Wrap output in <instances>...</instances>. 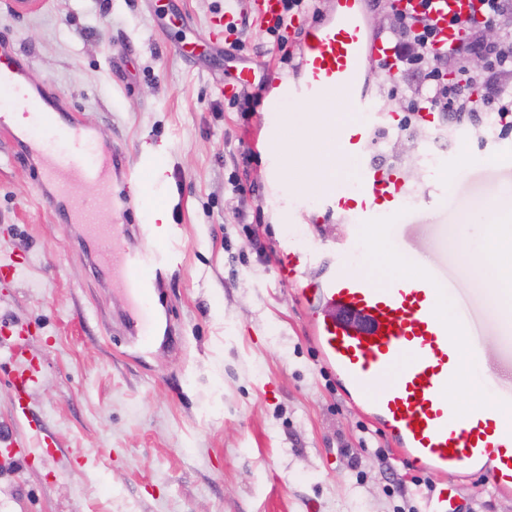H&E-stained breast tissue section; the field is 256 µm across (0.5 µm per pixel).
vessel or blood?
Instances as JSON below:
<instances>
[{"label":"vessel or blood","mask_w":512,"mask_h":512,"mask_svg":"<svg viewBox=\"0 0 512 512\" xmlns=\"http://www.w3.org/2000/svg\"><path fill=\"white\" fill-rule=\"evenodd\" d=\"M474 2L435 0L436 49H443L454 37L448 27L449 14L468 13ZM391 56L387 42L370 36L367 0H334L319 22L303 30L302 78L294 80L271 69L264 80L279 100L320 102L339 94L349 111L364 113L372 107L363 90L366 62L371 57ZM0 85L9 88L15 99L31 98L28 70L8 44L0 46ZM35 125L45 135L24 144L22 154L38 159L39 185L58 189L57 194L49 195V202L64 223L83 225L96 257L123 294L139 356L150 354L157 342L175 344L172 332H159L153 309L155 291L173 262L163 250L170 236L169 225L129 227V234L139 236L141 244L119 252L113 247L114 225L97 221L96 200L79 202L65 191L70 181L102 192L110 190L114 176L124 166L123 152L97 145L87 128L55 110L40 109ZM373 128L372 122L359 120L340 130L343 154L364 155ZM57 141L71 145L72 157L65 159L55 152ZM361 184L356 196L330 198L327 212L353 213L366 223L381 209L397 216L405 190L396 173L370 165L361 173ZM314 294L341 312L340 317L315 326L314 341L322 362L359 390L366 414L391 439L405 469L442 476L428 512H448L453 479L468 468L477 469L497 492L511 493L512 426L503 425L499 416L502 408L512 406V376L504 377L495 370L484 372L481 383L492 400L464 416L446 396L449 380L464 367L462 350H478L481 343L471 310L454 284L429 262L419 280L393 277L381 284L341 267ZM443 296L456 314L451 328L442 324L436 313ZM373 378L382 379V386L366 390V381Z\"/></svg>","instance_id":"1"}]
</instances>
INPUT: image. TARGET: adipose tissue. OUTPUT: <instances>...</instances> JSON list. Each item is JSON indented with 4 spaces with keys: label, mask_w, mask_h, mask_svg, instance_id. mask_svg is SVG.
Segmentation results:
<instances>
[{
    "label": "adipose tissue",
    "mask_w": 512,
    "mask_h": 512,
    "mask_svg": "<svg viewBox=\"0 0 512 512\" xmlns=\"http://www.w3.org/2000/svg\"><path fill=\"white\" fill-rule=\"evenodd\" d=\"M343 112L296 111L292 122L300 176L289 182L290 192L300 195L335 190L336 182L348 171V159L339 150L337 130L350 123ZM486 204L479 203L461 215L454 245L469 270L474 287L485 289L493 299L502 323H512V238H493ZM372 255L359 267L360 274L382 277L418 278L421 266L393 254L381 235L372 237Z\"/></svg>",
    "instance_id": "obj_1"
}]
</instances>
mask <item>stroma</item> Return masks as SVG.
Wrapping results in <instances>:
<instances>
[{
    "mask_svg": "<svg viewBox=\"0 0 512 512\" xmlns=\"http://www.w3.org/2000/svg\"><path fill=\"white\" fill-rule=\"evenodd\" d=\"M255 0H0V43L19 49L30 77L77 112L101 143L123 149L117 187L166 206L173 271L160 285L159 319L176 348L131 358L123 297L85 236L61 223L37 189L34 162L0 132V512H426L427 486L402 467L389 439L324 367L312 340L318 314L304 289L341 260L325 244L360 237L356 217L325 216L322 195L271 192L267 169L292 148L291 103L239 112L228 74L276 68L300 75L302 39L280 51ZM219 37L194 56L183 45ZM377 121L365 158L397 169L416 203L404 205L412 250L447 274L493 349L512 365V332L473 288L448 246L460 214L512 192V128L477 129L429 166L428 135L445 127L396 109L388 89L412 77L369 61ZM276 124L269 138L266 127ZM243 184L244 194L233 191ZM313 253L281 280V250ZM464 512H512L474 470L463 471Z\"/></svg>",
    "mask_w": 512,
    "mask_h": 512,
    "instance_id": "obj_1",
    "label": "stroma"
}]
</instances>
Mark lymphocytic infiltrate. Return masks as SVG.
I'll use <instances>...</instances> for the list:
<instances>
[{
  "mask_svg": "<svg viewBox=\"0 0 512 512\" xmlns=\"http://www.w3.org/2000/svg\"><path fill=\"white\" fill-rule=\"evenodd\" d=\"M433 0H420L415 14L395 12L389 27L395 37L393 60L381 61L382 71L413 72L411 100L427 99L441 112L472 114L477 125L489 120L503 127L512 125V0H478L472 14L450 16L448 25L459 38L442 52L433 43L438 28L432 17ZM505 24L502 39L485 44L486 26ZM479 53L486 59L482 70H471L468 57Z\"/></svg>",
  "mask_w": 512,
  "mask_h": 512,
  "instance_id": "obj_1",
  "label": "lymphocytic infiltrate"
}]
</instances>
